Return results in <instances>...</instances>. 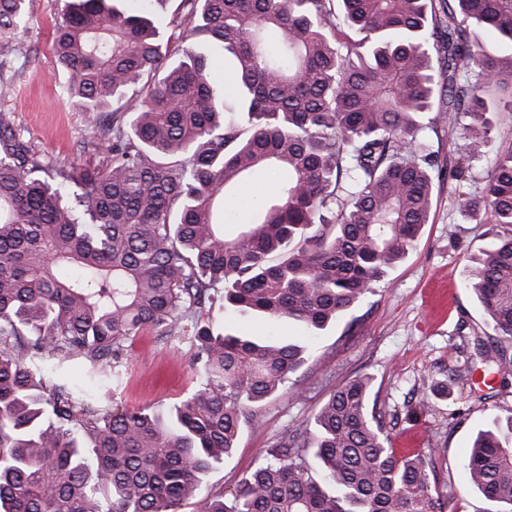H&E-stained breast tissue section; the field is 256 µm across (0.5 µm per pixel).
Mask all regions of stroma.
<instances>
[{
	"mask_svg": "<svg viewBox=\"0 0 512 512\" xmlns=\"http://www.w3.org/2000/svg\"><path fill=\"white\" fill-rule=\"evenodd\" d=\"M56 0H29V23L22 42L30 50L26 66L0 80V111L38 155L53 162L83 165L106 156V145L86 113L63 97L65 83L51 50ZM493 132L466 174L470 194L483 195L492 162L512 146V112L492 115ZM276 180L256 172L225 204L234 222L246 221L259 194L273 193ZM455 181L436 185L430 220L407 256L373 286L346 315L321 331L292 375L288 388L267 400L259 427H243L233 455L206 477V494L229 492L263 459L266 448L310 420L334 390L352 379L372 380L370 405L402 455L433 448L438 478L448 496V512H492L493 506L467 483L463 458L478 431L497 414L512 409V379L487 375L476 340L495 345L496 333L469 286L471 259L495 242L500 231L487 215L466 216L455 200ZM216 324L254 336L302 335L285 320L240 317ZM126 382L117 395L129 409L164 408L196 387L192 352L148 333L132 343L124 363ZM445 386L446 394L435 391ZM429 410L419 421L409 415L420 400Z\"/></svg>",
	"mask_w": 512,
	"mask_h": 512,
	"instance_id": "obj_1",
	"label": "stroma"
}]
</instances>
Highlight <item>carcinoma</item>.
<instances>
[{
  "label": "carcinoma",
  "mask_w": 512,
  "mask_h": 512,
  "mask_svg": "<svg viewBox=\"0 0 512 512\" xmlns=\"http://www.w3.org/2000/svg\"><path fill=\"white\" fill-rule=\"evenodd\" d=\"M52 48L68 100L109 154L44 161L0 117V512H445L435 451L398 455L371 379L335 390L233 491L200 496L241 426L290 381L305 347L226 332L231 315L291 320L314 338L360 303L429 222L442 178L421 134L440 115L470 157L491 132L493 84L512 112V0H57ZM28 0H0V76L22 54ZM495 34L508 54L486 51ZM224 51L238 93L184 46ZM260 170L276 190L236 237L224 201ZM462 207L502 228L471 270L512 341V147ZM151 331L193 350L197 388L165 411L96 405L65 375L123 383ZM479 355L512 376L504 347ZM512 512V409L464 460Z\"/></svg>",
  "instance_id": "carcinoma-1"
}]
</instances>
